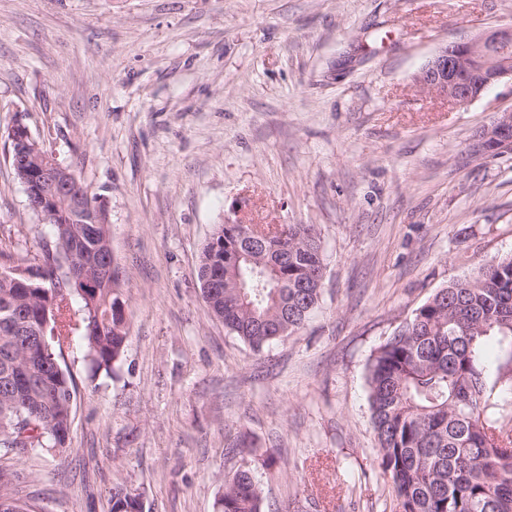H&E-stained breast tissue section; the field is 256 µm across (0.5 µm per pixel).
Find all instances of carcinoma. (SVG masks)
Returning a JSON list of instances; mask_svg holds the SVG:
<instances>
[{
  "label": "carcinoma",
  "instance_id": "1",
  "mask_svg": "<svg viewBox=\"0 0 512 512\" xmlns=\"http://www.w3.org/2000/svg\"><path fill=\"white\" fill-rule=\"evenodd\" d=\"M60 206L52 241L31 260L0 252V455L63 456L73 390L59 356L81 339L93 373L117 376L128 305L105 270L108 224H76ZM196 276L224 328L254 353L300 331L318 307L325 254L311 224H218ZM24 267L26 275H4ZM93 281L87 289L84 281ZM500 347L494 379L483 348ZM377 458L398 512H512V256L439 289L373 356L366 377ZM220 512H263L258 469L271 459L233 441ZM110 512H145L112 487ZM0 512H39L0 493Z\"/></svg>",
  "mask_w": 512,
  "mask_h": 512
}]
</instances>
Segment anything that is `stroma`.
<instances>
[{
    "label": "stroma",
    "mask_w": 512,
    "mask_h": 512,
    "mask_svg": "<svg viewBox=\"0 0 512 512\" xmlns=\"http://www.w3.org/2000/svg\"><path fill=\"white\" fill-rule=\"evenodd\" d=\"M512 24V0H0V250L51 238L11 165L33 138L107 212L129 308L121 379L59 362L64 458L2 457L43 512H217L226 435L275 458L265 512H382L369 362L436 291L512 254V155L475 135L503 80L463 107L417 77L446 42ZM313 224L326 275L298 333L253 353L196 268L218 224ZM110 512H145V504L140 494L122 483L112 487Z\"/></svg>",
    "instance_id": "1"
}]
</instances>
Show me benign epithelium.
<instances>
[{"label":"benign epithelium","mask_w":512,"mask_h":512,"mask_svg":"<svg viewBox=\"0 0 512 512\" xmlns=\"http://www.w3.org/2000/svg\"><path fill=\"white\" fill-rule=\"evenodd\" d=\"M512 79V25L481 28L474 34L441 46L422 69L418 81L423 88L455 106L466 105L489 87ZM12 155L21 168L26 186L35 187L42 205V218L52 216L58 199H73L75 206L90 212V223H108L106 214L85 205L83 187L69 169L59 164L51 153L34 159L37 146L28 129L15 126L10 132ZM482 153L497 156L512 154V110L498 113L494 124L480 133Z\"/></svg>","instance_id":"7a95c632"}]
</instances>
